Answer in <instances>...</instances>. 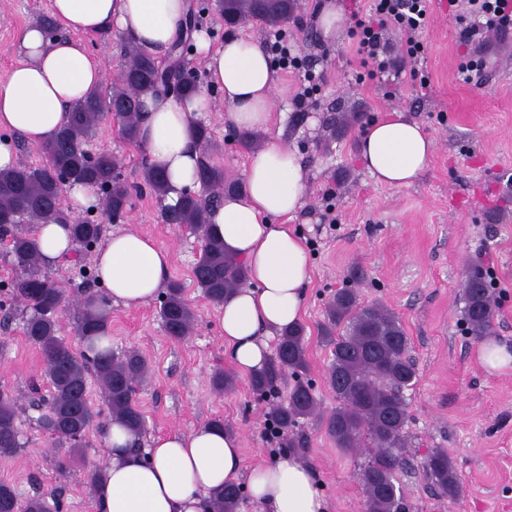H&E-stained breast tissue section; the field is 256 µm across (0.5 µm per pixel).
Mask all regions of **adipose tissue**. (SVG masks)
<instances>
[{"mask_svg": "<svg viewBox=\"0 0 512 512\" xmlns=\"http://www.w3.org/2000/svg\"><path fill=\"white\" fill-rule=\"evenodd\" d=\"M188 8V0H51L50 14L61 33L47 38L37 24L22 31V58L0 81V131L45 146L71 107L102 83V69L79 34L114 31L163 53L184 37ZM196 40L209 87L224 95L225 123L268 130L276 72L260 42L247 36L214 45L201 34ZM206 105L202 92L189 101L158 96L148 102L138 144L166 176L169 201L197 184L200 148L191 130ZM434 151L433 138L400 111L371 124L359 141L362 166L391 187L417 180ZM306 188L297 151L272 140L251 155L242 193L225 196L210 215L225 249L248 271V285L220 312L224 346L240 375L261 368L270 339L302 319L311 264L289 222L303 209ZM94 264L108 296L134 308L164 287L170 256L153 237L126 230L102 243ZM133 441L120 425L106 428L108 464L95 493L96 512H212V494L240 481L259 512H328L314 470L292 455L244 469L239 439L208 425L153 437L139 452L132 451Z\"/></svg>", "mask_w": 512, "mask_h": 512, "instance_id": "obj_1", "label": "adipose tissue"}]
</instances>
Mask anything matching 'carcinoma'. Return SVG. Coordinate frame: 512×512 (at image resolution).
Listing matches in <instances>:
<instances>
[{
    "mask_svg": "<svg viewBox=\"0 0 512 512\" xmlns=\"http://www.w3.org/2000/svg\"><path fill=\"white\" fill-rule=\"evenodd\" d=\"M299 7L298 0H214L211 7L190 8L186 29L199 27L206 10L213 9L227 27L253 21L266 28H284ZM186 43L180 41L159 59L157 54L127 40L125 66L117 82L92 89L70 110L67 123L44 147L46 165L17 164L0 169V242L12 257L0 311L21 308V331L44 361L41 379L29 386V407L39 412L37 426L54 444L67 446L68 454L56 463L59 475L75 468L86 469V486L93 491L102 482L105 468L86 467L83 447L87 435L117 422L140 438L146 422L137 401V388L148 378L146 358L136 349L115 352L110 336V311L105 297L88 291L80 306L77 335L80 350H74L60 335L57 318L63 291L43 272V261L34 225L63 219V190L57 174L66 173L76 186H90L101 196L103 213L117 223L132 208L131 190L148 192L161 206L162 220L178 224L198 236L201 252L192 273L207 301L215 306L243 287L247 270L243 262L224 250V242L212 231L211 210L224 195L237 192L241 183L224 173L208 153L209 129L195 126L202 151L198 172L199 192L184 189L179 199L166 203V178L149 161L141 165V178L130 184L123 178L118 158L107 150L88 155L84 144L103 120L114 119L124 137L136 141L145 120L146 99L172 94L190 99L198 86L184 80L181 71ZM101 224L79 218L69 224L74 246L88 249L100 238ZM463 320L468 333L479 339L492 332L495 305L483 271L470 269L463 287ZM159 313L166 334L177 341L190 335L195 317L184 298L180 282L171 281L161 297ZM324 334L332 345V359L325 382L336 397V406L323 410L307 370L303 325L285 329L277 336L275 352L266 365L250 378L253 394L272 404L268 426L288 436V447L304 456L308 438L298 432L302 421L313 419L336 447L345 452L368 449L360 466L364 489L363 512H413L399 485V473L408 468L406 427L409 421L405 391L417 379L416 364L409 355L410 341L400 318L381 304L364 305L352 288L336 291L326 308ZM287 399L281 385L287 377ZM99 386L105 409L95 408L89 398V381ZM19 404L8 390H0V459L12 458L24 448L17 427ZM431 488L454 500L460 490L458 474L448 450L434 448L423 463ZM243 499L241 486L228 484L213 495L212 512H237ZM57 500L36 494L22 496L17 488L0 481V512H57Z\"/></svg>",
    "mask_w": 512,
    "mask_h": 512,
    "instance_id": "1",
    "label": "carcinoma"
}]
</instances>
